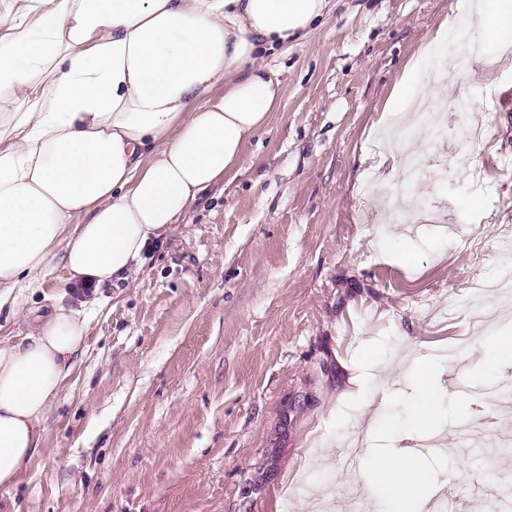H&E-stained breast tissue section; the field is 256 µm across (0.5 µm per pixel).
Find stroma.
Here are the masks:
<instances>
[{
  "mask_svg": "<svg viewBox=\"0 0 512 512\" xmlns=\"http://www.w3.org/2000/svg\"><path fill=\"white\" fill-rule=\"evenodd\" d=\"M466 0H340L306 44L270 59L280 109L247 146L242 171L209 190L153 246L135 279L103 288L19 483L0 512H388L365 495L376 456L405 448L422 401L443 447L474 473L458 436L485 422L512 435L489 392L512 362L475 366L481 334L512 327L500 296L475 285L512 264V64L478 44ZM46 0H0V20L39 35ZM448 59L437 94L446 134L413 132L405 154L426 177L403 189L375 154L383 106L405 65ZM481 131L476 149L454 145ZM449 157L439 168L435 153ZM414 250V265L400 252ZM77 306L61 269L18 296ZM473 360H441L458 338ZM433 373L419 381L418 355ZM466 384L457 400L448 388ZM449 512H485L494 487L462 481L446 456L423 460Z\"/></svg>",
  "mask_w": 512,
  "mask_h": 512,
  "instance_id": "35a3bbf8",
  "label": "stroma"
}]
</instances>
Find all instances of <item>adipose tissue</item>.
I'll use <instances>...</instances> for the list:
<instances>
[{
  "label": "adipose tissue",
  "instance_id": "adipose-tissue-1",
  "mask_svg": "<svg viewBox=\"0 0 512 512\" xmlns=\"http://www.w3.org/2000/svg\"><path fill=\"white\" fill-rule=\"evenodd\" d=\"M330 0H53L40 39L0 40V307L60 266L128 279L154 240L240 171L282 97L264 56L309 39ZM0 341V488L37 451L86 340L54 300ZM370 495L423 512L440 493L417 456L379 459Z\"/></svg>",
  "mask_w": 512,
  "mask_h": 512
}]
</instances>
